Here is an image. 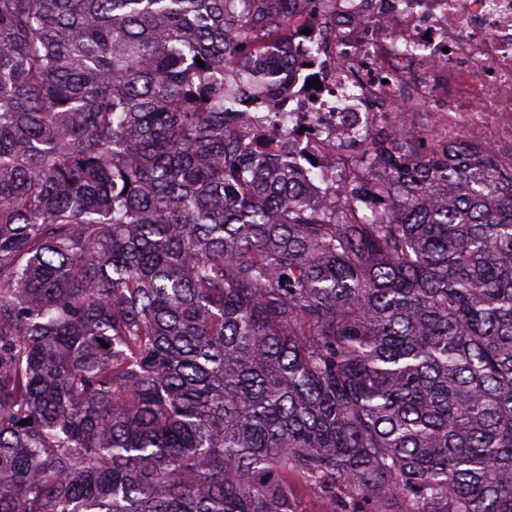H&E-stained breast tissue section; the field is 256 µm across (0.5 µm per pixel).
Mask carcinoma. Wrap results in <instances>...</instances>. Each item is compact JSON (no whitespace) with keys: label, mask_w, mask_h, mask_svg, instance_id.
Instances as JSON below:
<instances>
[{"label":"carcinoma","mask_w":512,"mask_h":512,"mask_svg":"<svg viewBox=\"0 0 512 512\" xmlns=\"http://www.w3.org/2000/svg\"><path fill=\"white\" fill-rule=\"evenodd\" d=\"M310 2L0 0V512H512V176L254 148Z\"/></svg>","instance_id":"obj_1"}]
</instances>
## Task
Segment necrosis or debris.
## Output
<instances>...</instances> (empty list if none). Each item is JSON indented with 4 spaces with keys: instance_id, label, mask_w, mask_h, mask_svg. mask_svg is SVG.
I'll use <instances>...</instances> for the list:
<instances>
[{
    "instance_id": "4bbe7bcc",
    "label": "necrosis or debris",
    "mask_w": 512,
    "mask_h": 512,
    "mask_svg": "<svg viewBox=\"0 0 512 512\" xmlns=\"http://www.w3.org/2000/svg\"><path fill=\"white\" fill-rule=\"evenodd\" d=\"M326 20L329 40L315 24L290 42L294 54L320 46L319 65L248 113L258 149L290 148L300 167H320L315 195L363 207L380 134L399 158L464 144L512 175V0H335Z\"/></svg>"
}]
</instances>
